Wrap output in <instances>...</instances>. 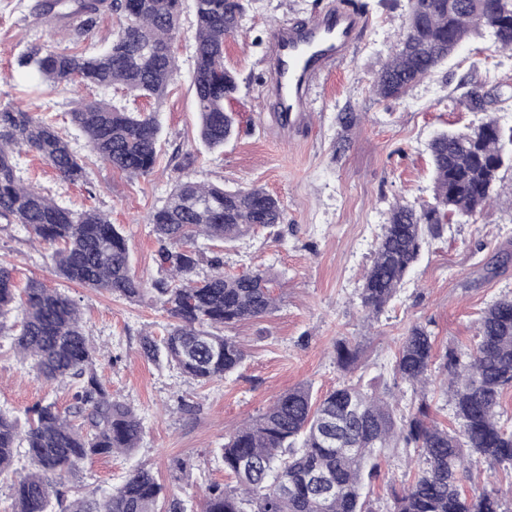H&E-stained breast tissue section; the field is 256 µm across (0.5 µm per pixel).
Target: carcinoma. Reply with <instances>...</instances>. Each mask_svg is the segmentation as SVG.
Masks as SVG:
<instances>
[{"label": "carcinoma", "instance_id": "carcinoma-1", "mask_svg": "<svg viewBox=\"0 0 512 512\" xmlns=\"http://www.w3.org/2000/svg\"><path fill=\"white\" fill-rule=\"evenodd\" d=\"M182 0H40L37 25L60 24L87 36L107 12L120 18L111 45L88 55L31 46L16 59L19 72L53 91L77 82L121 90L133 100H159L177 70L171 49L179 28ZM195 64L192 87L199 134L211 150L236 133L235 113L224 108L238 79L224 64V41L245 16L243 0H194ZM487 37L512 52V0H408L405 32L376 73L373 90L381 99L400 100L433 75L458 47ZM459 104L486 111L477 88ZM71 122L85 135L90 152L130 178L148 175L161 151L156 113L117 106L106 100L81 102ZM26 148L50 164L64 182L85 178L86 163L57 127L43 117L0 104V223L23 224L53 248L52 272L68 281L139 302L148 294L131 271L120 228L98 209L72 210L26 184L16 173L14 153ZM432 197L418 205H392L382 225L371 265L358 288L361 307L378 317L394 300L419 260L425 237L437 238L452 223L476 217L504 187L512 170V124L489 116L463 129H440L429 144ZM280 200L259 187L232 189L194 181L175 184L149 221L158 243L157 258L170 276L155 284L156 300L172 319L166 336L146 334L140 352L156 364L175 367L202 385L234 374L244 363L243 346L223 330L272 313L277 299L268 271L224 274L223 257L210 260L201 277L198 238L234 244L259 228L284 220ZM8 327L12 350L46 382L70 380L71 406L62 412L48 402L33 409L28 429L0 412V476L14 473L25 449L27 471L13 480L15 512H184L169 498L152 470L129 473L100 502L68 497L62 475L97 456L138 448L142 426L128 404L112 397L95 369V349L86 335L77 303L37 279L17 285L12 269L0 264V330ZM436 336L414 324L403 336L394 376L419 393L421 403L403 411L376 389L348 379L322 394L301 383L280 394L258 417L226 436L224 469L236 485L208 488L202 512H370L364 489L380 473L389 448H413L423 467L413 481L393 491L390 512H508L499 490L471 496L462 490L467 463L491 468L512 466V428L500 411L504 391L512 389V297L493 301L478 320V342L467 350L448 346L440 369L444 395L456 428L440 427L429 415L428 385L436 364ZM336 363L348 371L356 348L339 339ZM332 477L338 492L323 497L313 477Z\"/></svg>", "mask_w": 512, "mask_h": 512}]
</instances>
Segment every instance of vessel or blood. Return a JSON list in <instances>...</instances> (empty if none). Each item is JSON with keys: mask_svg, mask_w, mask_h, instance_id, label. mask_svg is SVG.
Instances as JSON below:
<instances>
[{"mask_svg": "<svg viewBox=\"0 0 512 512\" xmlns=\"http://www.w3.org/2000/svg\"><path fill=\"white\" fill-rule=\"evenodd\" d=\"M365 24L353 0H338L335 8L307 22L272 27L263 83L282 128L305 125L315 85L348 59Z\"/></svg>", "mask_w": 512, "mask_h": 512, "instance_id": "b4317fda", "label": "vessel or blood"}]
</instances>
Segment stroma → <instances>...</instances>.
<instances>
[{
    "mask_svg": "<svg viewBox=\"0 0 512 512\" xmlns=\"http://www.w3.org/2000/svg\"><path fill=\"white\" fill-rule=\"evenodd\" d=\"M36 2L0 0V102H16L51 120L85 156L86 138L71 123V111L83 100L129 106L132 98L91 84L37 92L13 68L33 42L60 52H99L112 42L116 17L102 15L94 32L76 43L70 31L54 34L35 24ZM357 2L367 17L364 33L350 58L316 89L314 110L303 128L279 127L263 97L270 28L279 20L308 21L336 0H249L241 27L224 44V62L239 81L225 107L237 113L238 129L220 151L208 150L198 138L192 91L194 2L182 0L174 43L178 70L167 95L147 105L158 114L164 142L148 176L131 179L93 161L85 182L69 184L37 154H17L19 175L59 204L97 208L121 227L132 270L147 288L163 277L148 216L167 197L178 173L230 188H264L283 202L287 213L277 236L262 232L224 252L225 272L269 270L278 306L267 317L230 329L246 359L236 373L207 385L141 355V336H163L169 323L159 305L55 278L48 245L23 226L0 229V263L12 268L16 282L38 279L64 289L77 302L87 336L103 353L97 367L102 383L142 422L138 448L85 461L64 480L71 493L103 499L129 471L146 466L168 496L184 501L186 512H199L209 485L232 482L221 450L233 425L258 416L297 384H311L317 394L338 385L343 373L334 357L337 339L355 345L356 376L391 392L405 410L418 399L407 383L394 379L392 364L409 327L430 325L441 349L470 347L484 307L512 296V263L492 267L497 249L512 241V193L506 191L473 222L449 225L442 238L425 246L397 298L378 319L365 320L357 290L391 206L430 199L427 145L440 128L478 123L479 113L459 104L470 87L487 92V112L512 117V53L495 52L488 39H475L464 55L423 79L402 100H382L374 95L372 81L403 28L408 0ZM341 112L360 116L347 136L336 120ZM52 401L67 409L68 385L43 384L14 355L10 338L0 336V411L23 424L36 404ZM178 458L192 465L189 477L180 481L171 469ZM416 466L405 449L389 450L379 478L365 490L371 512H389L391 489L410 480Z\"/></svg>",
    "mask_w": 512,
    "mask_h": 512,
    "instance_id": "35a3bbf8",
    "label": "stroma"
}]
</instances>
